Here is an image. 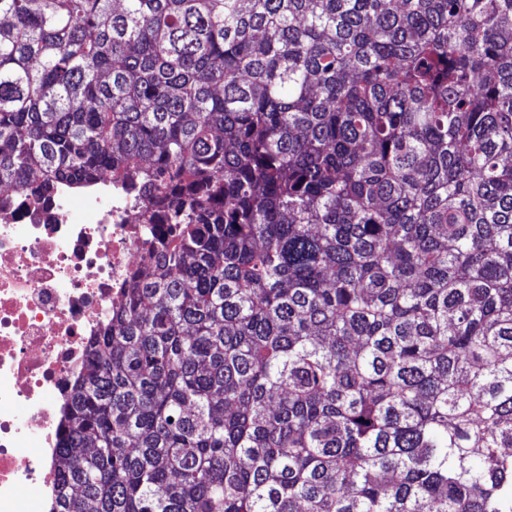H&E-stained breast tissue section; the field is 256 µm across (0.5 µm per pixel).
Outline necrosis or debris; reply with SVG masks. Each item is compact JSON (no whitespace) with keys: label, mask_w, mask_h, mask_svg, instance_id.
<instances>
[{"label":"necrosis or debris","mask_w":512,"mask_h":512,"mask_svg":"<svg viewBox=\"0 0 512 512\" xmlns=\"http://www.w3.org/2000/svg\"><path fill=\"white\" fill-rule=\"evenodd\" d=\"M147 219L107 181L60 185L40 209L0 193V512H50L65 404L148 260Z\"/></svg>","instance_id":"necrosis-or-debris-1"}]
</instances>
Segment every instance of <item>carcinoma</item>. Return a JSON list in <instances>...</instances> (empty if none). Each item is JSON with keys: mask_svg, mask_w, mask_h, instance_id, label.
<instances>
[{"mask_svg": "<svg viewBox=\"0 0 512 512\" xmlns=\"http://www.w3.org/2000/svg\"><path fill=\"white\" fill-rule=\"evenodd\" d=\"M102 179L54 512H512V0H0V187Z\"/></svg>", "mask_w": 512, "mask_h": 512, "instance_id": "obj_1", "label": "carcinoma"}]
</instances>
